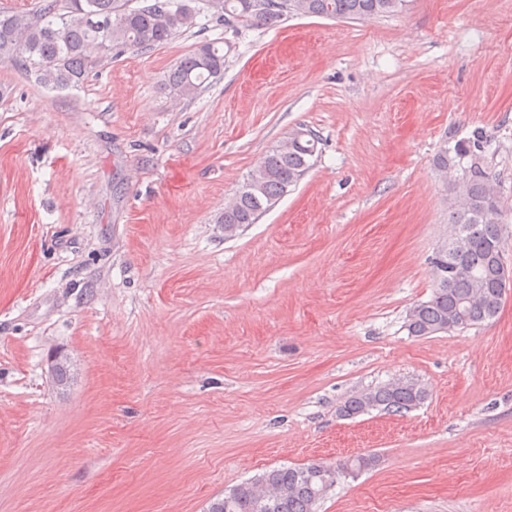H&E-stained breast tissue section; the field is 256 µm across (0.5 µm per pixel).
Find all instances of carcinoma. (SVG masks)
<instances>
[{
  "instance_id": "obj_1",
  "label": "carcinoma",
  "mask_w": 512,
  "mask_h": 512,
  "mask_svg": "<svg viewBox=\"0 0 512 512\" xmlns=\"http://www.w3.org/2000/svg\"><path fill=\"white\" fill-rule=\"evenodd\" d=\"M46 0L27 12H0V65H10L52 90L79 84L112 50L164 44L195 25L200 10L190 0ZM206 9L233 20L273 27L290 16L366 20L395 15L407 0H204ZM224 77V49L205 42L168 74L166 86L179 100H192ZM318 138L298 127L272 148L247 176L217 223L247 228L296 186L313 166ZM483 135L443 147L436 168L451 174L450 234L434 261L429 299L411 306L409 335L428 337L468 329L499 313V288L492 263L502 252L501 207L483 161ZM428 392L412 379L358 391L340 406L350 417L371 410L403 412L419 406ZM361 455L343 463L316 461L269 469L211 500L207 512H319L338 480L374 467Z\"/></svg>"
}]
</instances>
